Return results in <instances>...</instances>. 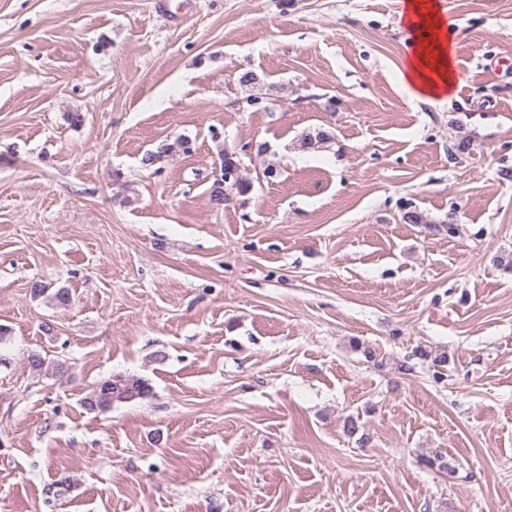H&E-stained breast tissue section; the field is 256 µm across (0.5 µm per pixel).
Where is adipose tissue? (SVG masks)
<instances>
[{
  "label": "adipose tissue",
  "mask_w": 512,
  "mask_h": 512,
  "mask_svg": "<svg viewBox=\"0 0 512 512\" xmlns=\"http://www.w3.org/2000/svg\"><path fill=\"white\" fill-rule=\"evenodd\" d=\"M400 15L414 39L397 75L400 89L417 99H448L458 83L449 20L436 0H403Z\"/></svg>",
  "instance_id": "obj_1"
}]
</instances>
